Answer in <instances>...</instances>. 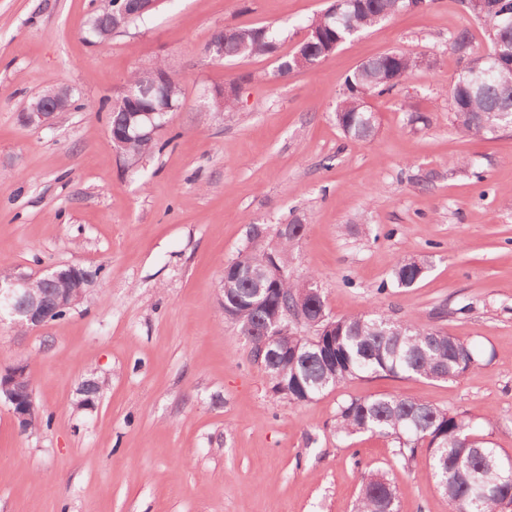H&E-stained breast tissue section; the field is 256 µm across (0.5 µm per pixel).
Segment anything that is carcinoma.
Instances as JSON below:
<instances>
[{"mask_svg": "<svg viewBox=\"0 0 512 512\" xmlns=\"http://www.w3.org/2000/svg\"><path fill=\"white\" fill-rule=\"evenodd\" d=\"M408 0H355L337 18L329 11L312 17L305 29L308 37L288 54H279V33L270 26L224 27L210 43L223 49V58L257 56L275 58L274 77L308 70L327 56L330 46L406 10ZM133 0H105L92 12L87 32L103 42L111 20L129 16L128 24L153 13L135 14ZM480 13L488 22L490 52L482 68L489 71L475 81L469 60L453 84L448 111L453 124L473 135L495 134L512 128V0H485ZM455 51L473 54L467 30L456 34ZM415 58L403 52H388L360 64L345 77L335 112L336 124L345 136L367 140L376 132L375 113L368 98L390 93L414 69ZM166 64L157 60L133 70L124 88L138 91L154 70ZM183 107V91L172 80L164 93V108L156 123L165 127L169 114ZM158 140L130 132L123 154L131 161L151 155ZM292 234L280 239L276 249L249 251L234 259L237 273L224 278V311L242 336L261 330L267 321L288 313L306 321L308 335L296 329L279 336L273 356L251 358L268 377L272 390L291 403H306L353 378L376 376L424 377L436 381L455 380L479 364V352L469 342L449 336L418 319H394L383 313H352L330 316L322 293L307 295L316 279L312 272L287 274L272 284L259 277L268 265L288 269L294 242L304 225L292 222ZM426 260L404 256L394 270L397 286L409 288L422 277ZM332 431L349 438L359 433L377 434L394 445V454L405 465L424 451L436 479L438 491L448 499L451 512H508L512 508V456L502 453L481 433L474 417L440 408L423 398L399 395L352 398L340 404ZM354 512H398L394 485L384 476H361Z\"/></svg>", "mask_w": 512, "mask_h": 512, "instance_id": "carcinoma-1", "label": "carcinoma"}]
</instances>
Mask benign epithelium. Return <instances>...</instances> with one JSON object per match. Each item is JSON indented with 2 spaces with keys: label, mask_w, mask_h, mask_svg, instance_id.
Returning <instances> with one entry per match:
<instances>
[{
  "label": "benign epithelium",
  "mask_w": 512,
  "mask_h": 512,
  "mask_svg": "<svg viewBox=\"0 0 512 512\" xmlns=\"http://www.w3.org/2000/svg\"><path fill=\"white\" fill-rule=\"evenodd\" d=\"M172 74L168 70L157 71L151 80L144 85L140 93L144 96L161 94L165 91ZM70 96L62 90L48 98L40 111H24L19 114L21 123L25 126L42 127L51 124L59 112L68 110ZM134 117L141 119L145 131L143 135L151 136L157 130L153 123L154 111L132 106ZM78 280L83 284L81 288L58 291L52 299H47L42 289L35 284L51 280ZM91 279L81 275L80 266L68 264L63 268H56L42 276H35L24 272H15L12 276L0 281V320L8 315L15 322L35 329L46 322L48 309L51 306L60 309L76 307L85 295V288L89 287ZM0 399L4 400L11 409L14 420L22 428H27L41 414L35 402L31 380L24 365H17L8 371L0 372Z\"/></svg>",
  "instance_id": "benign-epithelium-1"
}]
</instances>
